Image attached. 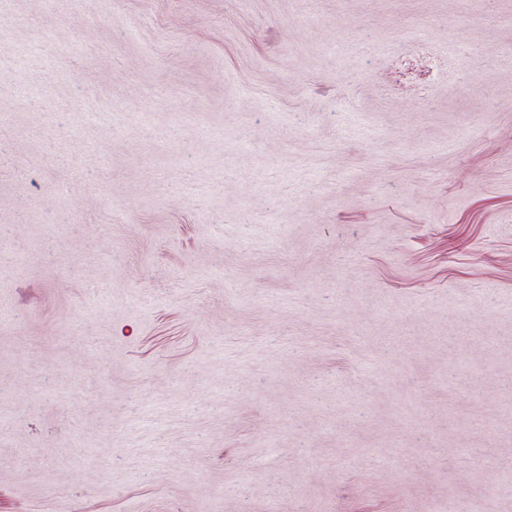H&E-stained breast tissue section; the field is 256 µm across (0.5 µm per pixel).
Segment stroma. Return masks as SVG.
<instances>
[{
  "label": "stroma",
  "mask_w": 512,
  "mask_h": 512,
  "mask_svg": "<svg viewBox=\"0 0 512 512\" xmlns=\"http://www.w3.org/2000/svg\"><path fill=\"white\" fill-rule=\"evenodd\" d=\"M0 512H512V0H0Z\"/></svg>",
  "instance_id": "stroma-1"
}]
</instances>
